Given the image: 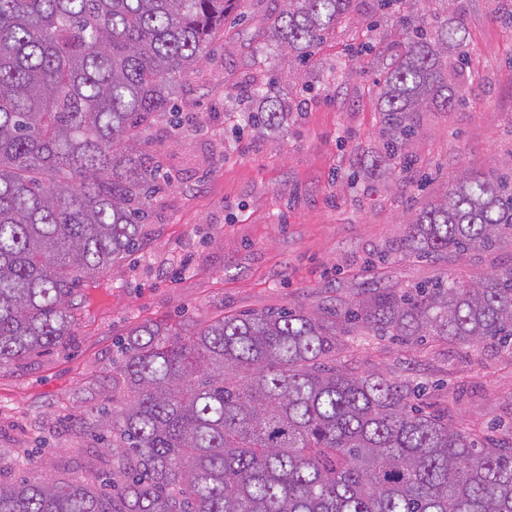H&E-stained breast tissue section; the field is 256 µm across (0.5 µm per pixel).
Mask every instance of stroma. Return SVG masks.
Segmentation results:
<instances>
[{"instance_id": "obj_1", "label": "stroma", "mask_w": 512, "mask_h": 512, "mask_svg": "<svg viewBox=\"0 0 512 512\" xmlns=\"http://www.w3.org/2000/svg\"><path fill=\"white\" fill-rule=\"evenodd\" d=\"M278 8V0H239L208 59L179 84V126L144 131L161 189L148 200L139 247L108 273L102 300L79 314L62 347L0 367V476L69 480L91 459L111 470L110 450L59 423L111 399L117 346L133 326L297 305L321 310L378 284L512 263L507 241L449 263L378 260L461 170L512 172V0H413L416 22H462L468 64L460 100L421 115L405 171L387 161L374 171L360 164L381 142L375 86L403 40L397 16L360 0L300 77L269 33ZM271 80L290 108L287 123L246 128L250 102L239 89ZM348 345L353 367L426 385V405L453 411L482 437L512 425V354L497 346H411L363 335Z\"/></svg>"}]
</instances>
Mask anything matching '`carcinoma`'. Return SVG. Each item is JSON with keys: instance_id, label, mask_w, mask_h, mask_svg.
Returning a JSON list of instances; mask_svg holds the SVG:
<instances>
[{"instance_id": "1", "label": "carcinoma", "mask_w": 512, "mask_h": 512, "mask_svg": "<svg viewBox=\"0 0 512 512\" xmlns=\"http://www.w3.org/2000/svg\"><path fill=\"white\" fill-rule=\"evenodd\" d=\"M233 0H0V367L66 344L69 302L141 238L152 157L145 126L172 114L177 80L208 55ZM355 0H281L270 34L310 55ZM405 47L377 82L378 157L404 166L414 119L448 110L463 27L403 20ZM251 121L285 109L250 91ZM512 241V177L463 172L405 225L393 251L451 260ZM512 350V264L410 288H367L347 306L225 314L206 325L132 327L123 403L68 422L112 437V477L5 483L0 512H512V427L485 445L415 391L341 360L351 329Z\"/></svg>"}]
</instances>
